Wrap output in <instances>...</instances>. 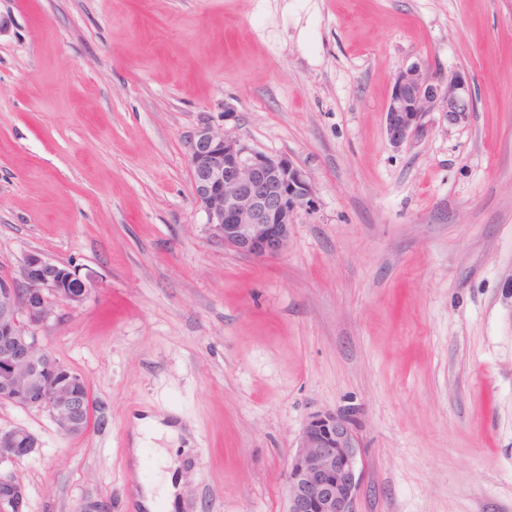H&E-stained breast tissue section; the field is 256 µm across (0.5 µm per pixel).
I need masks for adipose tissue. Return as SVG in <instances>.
<instances>
[{
  "label": "adipose tissue",
  "mask_w": 512,
  "mask_h": 512,
  "mask_svg": "<svg viewBox=\"0 0 512 512\" xmlns=\"http://www.w3.org/2000/svg\"><path fill=\"white\" fill-rule=\"evenodd\" d=\"M181 436L182 432L173 420L147 415L138 421L131 458L139 460L143 449L152 448L160 466L155 479L143 487L140 505L146 512H155L159 507L173 512L179 505L180 479L167 447L179 445Z\"/></svg>",
  "instance_id": "1"
}]
</instances>
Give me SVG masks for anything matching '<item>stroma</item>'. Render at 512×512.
<instances>
[{
  "mask_svg": "<svg viewBox=\"0 0 512 512\" xmlns=\"http://www.w3.org/2000/svg\"><path fill=\"white\" fill-rule=\"evenodd\" d=\"M0 276L38 253L96 291L43 329L94 411H47L14 464L28 512H141L127 450L178 422L181 512H286L312 413L357 408L354 512H512V0H0ZM417 62L474 109L392 147ZM302 167L286 250L210 237L191 198L200 115Z\"/></svg>",
  "mask_w": 512,
  "mask_h": 512,
  "instance_id": "1",
  "label": "stroma"
}]
</instances>
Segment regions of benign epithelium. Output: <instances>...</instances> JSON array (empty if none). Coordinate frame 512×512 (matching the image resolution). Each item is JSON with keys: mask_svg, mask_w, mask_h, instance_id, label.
I'll use <instances>...</instances> for the list:
<instances>
[{"mask_svg": "<svg viewBox=\"0 0 512 512\" xmlns=\"http://www.w3.org/2000/svg\"><path fill=\"white\" fill-rule=\"evenodd\" d=\"M470 75L446 77L425 63L398 71L384 110L390 145L425 138L439 112L455 123L472 111ZM187 161L194 203L210 237L235 252L266 259L281 255L295 215L313 203L308 174L286 156H271L201 117L190 137ZM95 285L70 265L38 253L17 276H0V403L45 409L67 436L82 434L93 406L77 374L47 350L41 330L61 305L85 302ZM36 438L24 427L0 429V467L29 456ZM362 424L353 409L325 410L306 420L288 465L286 512H353L363 484ZM22 481L0 471V512H26ZM77 512H112L103 499L82 501Z\"/></svg>", "mask_w": 512, "mask_h": 512, "instance_id": "7a95c632", "label": "benign epithelium"}]
</instances>
